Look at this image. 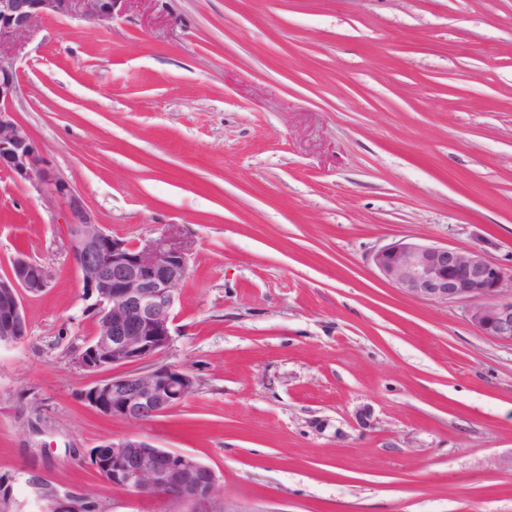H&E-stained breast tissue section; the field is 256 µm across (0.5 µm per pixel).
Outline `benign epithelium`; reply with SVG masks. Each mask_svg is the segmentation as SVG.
<instances>
[{"instance_id":"7a95c632","label":"benign epithelium","mask_w":512,"mask_h":512,"mask_svg":"<svg viewBox=\"0 0 512 512\" xmlns=\"http://www.w3.org/2000/svg\"><path fill=\"white\" fill-rule=\"evenodd\" d=\"M118 2L0 0V47L57 15L108 22ZM18 89L13 61L0 54V170L67 199L71 262L98 311L95 334L77 362L92 371L145 365L96 383L81 392V399L107 416L131 423L151 420L182 404L197 385L186 370L155 364L173 340L176 287L189 275L188 254L166 238L128 241L96 223L82 197L53 176L42 151L16 120ZM372 261L382 278L410 299L463 302L474 328L512 345V274L485 251L401 239L374 252ZM51 281L52 272L43 263L23 253L15 258L10 275L0 277V336L21 335L27 328L22 295H38ZM89 463L104 481L141 501L199 504L216 486L214 471L192 455L157 448L136 434L104 441L89 452Z\"/></svg>"}]
</instances>
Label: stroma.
<instances>
[{
  "mask_svg": "<svg viewBox=\"0 0 512 512\" xmlns=\"http://www.w3.org/2000/svg\"><path fill=\"white\" fill-rule=\"evenodd\" d=\"M18 120L112 235L189 247L163 364L195 391L132 424L80 398L95 318L64 201L0 170V276L53 279L0 344V478L107 512H512V346L371 256L413 238L512 266V0H124L41 20ZM137 434L213 469L195 506L86 462Z\"/></svg>",
  "mask_w": 512,
  "mask_h": 512,
  "instance_id": "obj_1",
  "label": "stroma"
}]
</instances>
